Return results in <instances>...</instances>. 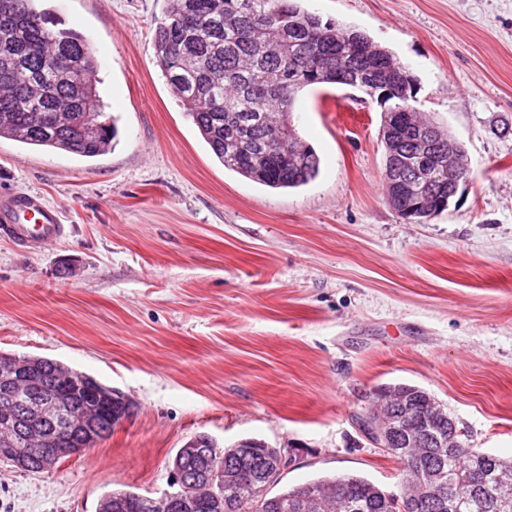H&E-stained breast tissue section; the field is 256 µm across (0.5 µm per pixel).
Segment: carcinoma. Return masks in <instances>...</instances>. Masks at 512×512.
Here are the masks:
<instances>
[{
	"instance_id": "obj_1",
	"label": "carcinoma",
	"mask_w": 512,
	"mask_h": 512,
	"mask_svg": "<svg viewBox=\"0 0 512 512\" xmlns=\"http://www.w3.org/2000/svg\"><path fill=\"white\" fill-rule=\"evenodd\" d=\"M38 0H0V139L36 150H57L84 158L112 150L119 130L103 112L98 64L82 36L50 27L54 16L36 7ZM157 64L185 116L197 128L224 168L270 188H295L318 173L319 158L290 121L297 94L306 87L340 84L380 99L387 105L383 124L385 169H401L405 183L391 190L388 205L405 222L423 224L448 209V170L436 153L448 151V129L433 149L415 146L416 123L423 116L411 104L417 79L387 49L364 32L323 20L303 10L297 0H168L166 17L154 30ZM16 392L3 398L4 387ZM111 388L94 377L44 358L13 380L0 374V456H27L28 472H49L52 461L41 428L76 438L81 422L71 406H92L91 415L112 420L117 400ZM403 401L388 405L393 422L405 431L422 421L420 409L432 396L402 386ZM38 393L52 421L36 423L21 406ZM433 425L453 430L454 448L394 449L402 481V503L355 475L306 482L274 495V507L253 500L264 478L267 446L246 439L237 447L216 450L198 439L177 450L174 470L203 499L218 493L223 510L236 505L246 512H512L485 470L512 482V458L489 455L467 446L456 421L436 418ZM432 473L437 481L468 493L452 500L420 498L418 482ZM102 512H160L151 498L133 491L104 495Z\"/></svg>"
}]
</instances>
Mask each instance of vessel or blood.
<instances>
[{
  "instance_id": "b4317fda",
  "label": "vessel or blood",
  "mask_w": 512,
  "mask_h": 512,
  "mask_svg": "<svg viewBox=\"0 0 512 512\" xmlns=\"http://www.w3.org/2000/svg\"><path fill=\"white\" fill-rule=\"evenodd\" d=\"M66 227L59 213L33 193L0 197V237L23 251H35L62 237Z\"/></svg>"
}]
</instances>
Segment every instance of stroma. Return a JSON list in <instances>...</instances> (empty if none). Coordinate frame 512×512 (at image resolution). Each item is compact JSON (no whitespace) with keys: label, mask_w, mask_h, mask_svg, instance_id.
Masks as SVG:
<instances>
[{"label":"stroma","mask_w":512,"mask_h":512,"mask_svg":"<svg viewBox=\"0 0 512 512\" xmlns=\"http://www.w3.org/2000/svg\"><path fill=\"white\" fill-rule=\"evenodd\" d=\"M167 0H47L99 68L119 141L88 159L0 140V195L39 194L66 234L0 239V351L127 395L131 417L51 472L0 462V512H97L170 488L205 434L289 449L279 489L358 475L399 488L357 418L376 389L428 391L465 443L512 457V0H302L418 79L416 108L463 144L454 205L408 224L382 190L383 108L347 86L291 116L320 164L294 189L224 169L155 62ZM122 503L119 507V503ZM99 512H162L150 497L133 491H112L100 501Z\"/></svg>","instance_id":"1"}]
</instances>
